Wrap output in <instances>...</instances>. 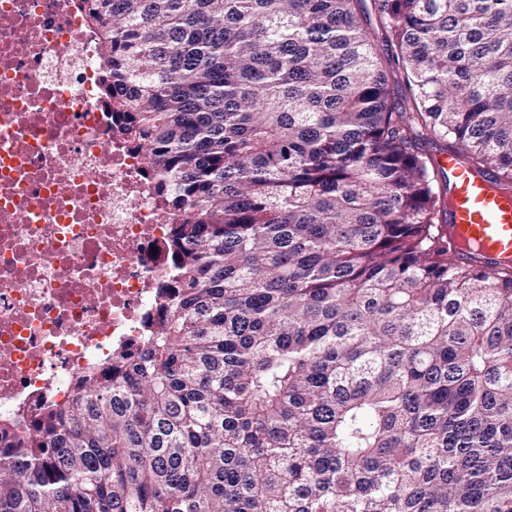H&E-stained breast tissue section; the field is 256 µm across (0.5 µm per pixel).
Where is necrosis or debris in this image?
Wrapping results in <instances>:
<instances>
[{
    "label": "necrosis or debris",
    "mask_w": 512,
    "mask_h": 512,
    "mask_svg": "<svg viewBox=\"0 0 512 512\" xmlns=\"http://www.w3.org/2000/svg\"><path fill=\"white\" fill-rule=\"evenodd\" d=\"M79 0H0V418L73 399L142 345L173 271L169 213L112 129Z\"/></svg>",
    "instance_id": "necrosis-or-debris-1"
}]
</instances>
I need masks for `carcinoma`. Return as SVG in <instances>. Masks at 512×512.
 <instances>
[{
  "mask_svg": "<svg viewBox=\"0 0 512 512\" xmlns=\"http://www.w3.org/2000/svg\"><path fill=\"white\" fill-rule=\"evenodd\" d=\"M175 212L149 340L0 419V512H512V268L461 261L442 141L512 186V0H80Z\"/></svg>",
  "mask_w": 512,
  "mask_h": 512,
  "instance_id": "1",
  "label": "carcinoma"
}]
</instances>
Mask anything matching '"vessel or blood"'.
I'll return each instance as SVG.
<instances>
[{
	"mask_svg": "<svg viewBox=\"0 0 512 512\" xmlns=\"http://www.w3.org/2000/svg\"><path fill=\"white\" fill-rule=\"evenodd\" d=\"M439 162L448 182L449 242L461 244L468 261L496 267L512 262V189L494 187L490 175L471 171L459 153Z\"/></svg>",
	"mask_w": 512,
	"mask_h": 512,
	"instance_id": "b4317fda",
	"label": "vessel or blood"
}]
</instances>
